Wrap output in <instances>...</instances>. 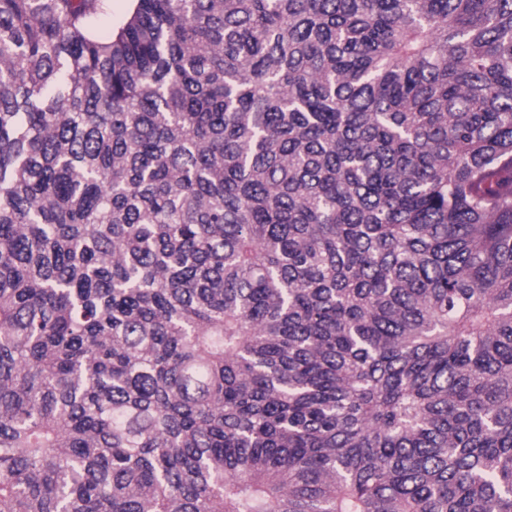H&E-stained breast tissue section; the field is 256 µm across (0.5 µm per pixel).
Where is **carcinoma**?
Masks as SVG:
<instances>
[{"label": "carcinoma", "instance_id": "carcinoma-1", "mask_svg": "<svg viewBox=\"0 0 512 512\" xmlns=\"http://www.w3.org/2000/svg\"><path fill=\"white\" fill-rule=\"evenodd\" d=\"M0 0V512H512V0Z\"/></svg>", "mask_w": 512, "mask_h": 512}]
</instances>
